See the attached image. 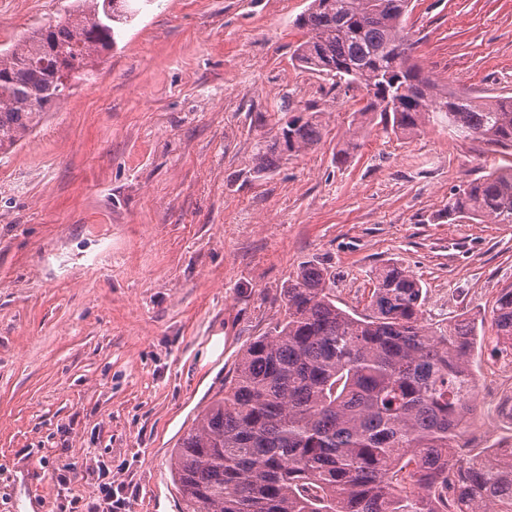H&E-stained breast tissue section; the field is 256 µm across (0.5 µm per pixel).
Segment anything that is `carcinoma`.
<instances>
[{
  "label": "carcinoma",
  "instance_id": "1",
  "mask_svg": "<svg viewBox=\"0 0 512 512\" xmlns=\"http://www.w3.org/2000/svg\"><path fill=\"white\" fill-rule=\"evenodd\" d=\"M133 0H74L0 50V151L30 134L81 81L92 80ZM410 0H309L294 55L369 99L336 152L345 162L369 117L416 134L430 124L512 152V96L450 90L412 54ZM322 138L317 115L257 142L254 174ZM512 224V163L454 189L442 214ZM335 275L309 262L288 281L283 317L242 353L224 395L184 434L173 462L182 512H512V458L473 452L475 325L434 336L422 325L420 281L390 261L361 312L336 304ZM496 344L512 347V289L492 309Z\"/></svg>",
  "mask_w": 512,
  "mask_h": 512
}]
</instances>
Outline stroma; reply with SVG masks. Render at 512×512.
Here are the masks:
<instances>
[{
	"mask_svg": "<svg viewBox=\"0 0 512 512\" xmlns=\"http://www.w3.org/2000/svg\"><path fill=\"white\" fill-rule=\"evenodd\" d=\"M307 4L141 0L96 78L0 153V512H74L102 465L129 484L127 512H167L180 437L308 262L335 273L342 308L363 310L395 259L421 280L431 331L480 321L469 445H512V355L494 351L491 317L512 288V224L437 218L511 159L438 125L374 124L337 163L366 96L294 60ZM71 8L0 0V48ZM411 8L426 71L512 95V0ZM286 102L318 113L322 140L256 177Z\"/></svg>",
	"mask_w": 512,
	"mask_h": 512,
	"instance_id": "35a3bbf8",
	"label": "stroma"
}]
</instances>
